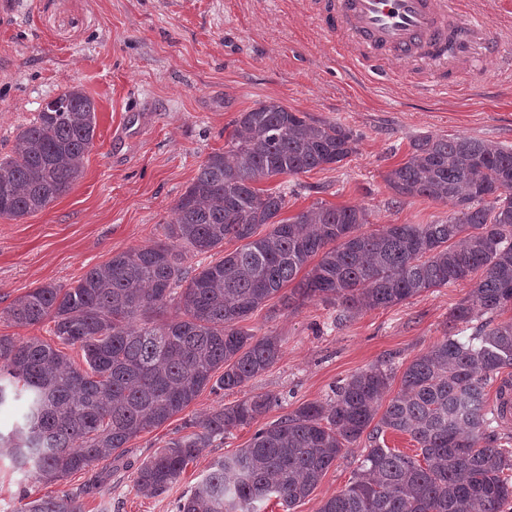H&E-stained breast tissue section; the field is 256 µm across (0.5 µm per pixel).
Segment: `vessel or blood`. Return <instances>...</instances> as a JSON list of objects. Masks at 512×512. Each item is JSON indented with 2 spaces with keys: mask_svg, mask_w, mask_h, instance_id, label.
<instances>
[{
  "mask_svg": "<svg viewBox=\"0 0 512 512\" xmlns=\"http://www.w3.org/2000/svg\"><path fill=\"white\" fill-rule=\"evenodd\" d=\"M463 0H324L320 22L342 47L374 74L389 76L397 61L447 60L470 71L475 62L495 58L506 72L485 9L463 10Z\"/></svg>",
  "mask_w": 512,
  "mask_h": 512,
  "instance_id": "vessel-or-blood-1",
  "label": "vessel or blood"
}]
</instances>
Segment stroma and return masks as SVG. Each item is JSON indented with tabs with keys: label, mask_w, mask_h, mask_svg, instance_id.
I'll return each mask as SVG.
<instances>
[{
	"label": "stroma",
	"mask_w": 512,
	"mask_h": 512,
	"mask_svg": "<svg viewBox=\"0 0 512 512\" xmlns=\"http://www.w3.org/2000/svg\"><path fill=\"white\" fill-rule=\"evenodd\" d=\"M312 0H0V157L44 100L76 87L97 105L96 138L82 175L45 210L0 219V312L28 289L71 286L91 267L153 244L161 225L209 154L224 150L240 113L275 100L294 112L350 128L357 150L344 161L298 176H279L289 218L312 204L355 206L370 229L428 224L453 211L424 197L395 199L384 176L422 135H465L512 148V74L481 62L464 88L445 71V86L424 88L421 72L382 78L361 68L321 28ZM482 278L433 288L402 303L357 315L317 298L283 308L267 301L244 323L256 335L282 336L278 362L248 386L203 390L182 413L133 438L123 453L70 476L35 484L0 458V512H15L23 491L88 488L84 512H175L217 457L245 447L258 425L308 402L373 365L404 368L442 340L453 310ZM254 393L274 404L259 424L240 427L200 450L179 482L146 498L136 469L174 439L187 421ZM368 440L337 459L309 497L285 510L319 512L344 490Z\"/></svg>",
	"instance_id": "1"
}]
</instances>
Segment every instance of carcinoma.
I'll list each match as a JSON object with an SVG mask.
<instances>
[{
	"instance_id": "cac0c4a2",
	"label": "carcinoma",
	"mask_w": 512,
	"mask_h": 512,
	"mask_svg": "<svg viewBox=\"0 0 512 512\" xmlns=\"http://www.w3.org/2000/svg\"><path fill=\"white\" fill-rule=\"evenodd\" d=\"M95 119L94 100L73 88L20 130L18 150L0 158V219L39 212L71 188ZM357 143L341 125L261 102L235 120L227 150L200 165L174 205L175 223L162 225L165 240L113 256L74 286L48 283L16 297L3 317L19 327L52 324L61 345L80 348L85 367L41 339L0 335V407L21 393L28 401L23 422L0 432V456L36 484H57L165 424L203 389L247 386L277 363L283 340L240 323L276 295L286 307L318 297L358 314L481 269L451 332L404 369L382 415L375 404L395 377L389 365L355 373L330 402L303 404L258 429L246 447L214 461L176 512H259L273 496L289 509L363 437L371 447L352 481L320 512H503L512 448L497 427L507 422L512 379L499 375L512 368V322L487 323L464 341L452 329L512 305V148L464 135L415 139L385 182L398 198L454 203L453 214L431 224L364 231V210L321 203L282 219L286 192L257 187L337 164ZM263 224L270 229L259 237ZM228 237L243 246L185 273L179 248L206 255ZM171 305L175 315L161 318ZM496 380L490 407L486 388ZM272 404L256 393L191 422L193 432L138 467V492L164 493L200 444L256 422ZM389 430L410 435L420 457L381 445ZM82 494L26 493L16 512H83Z\"/></svg>"
}]
</instances>
